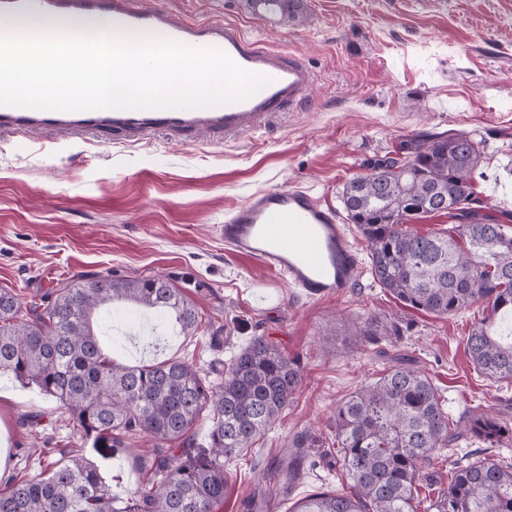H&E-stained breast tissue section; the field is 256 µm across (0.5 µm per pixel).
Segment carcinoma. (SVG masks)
Instances as JSON below:
<instances>
[{"mask_svg":"<svg viewBox=\"0 0 512 512\" xmlns=\"http://www.w3.org/2000/svg\"><path fill=\"white\" fill-rule=\"evenodd\" d=\"M302 0H251L256 11L303 21ZM477 144L461 132L426 133L395 155L346 182L340 194L347 219L367 243L373 280L404 306L436 316L481 303L489 315L464 338L474 368L512 381V233L475 207L472 175ZM464 219L430 234L408 228L432 214ZM137 304L172 317L185 336L204 324L194 303L163 276L129 279L82 275L62 288L22 302L0 289V373L34 384L69 413L94 453L114 456L143 435L178 453L148 463L152 483L120 498L86 449L41 457L43 475L0 490V512H214L224 502V463L251 449L288 408L303 380L300 359L254 336L220 370L180 359L130 366L109 355L95 316L109 305ZM353 345L377 342L374 321L355 326ZM450 425L429 376L400 363L336 407L339 461L349 491L312 493L290 512H418L422 465L470 440L490 447L512 443V425L490 411L464 413ZM209 442L194 443L201 418ZM313 443L302 437L278 463L272 492L253 495L246 512H265L286 497ZM423 512H512V465L478 457L457 465L448 487Z\"/></svg>","mask_w":512,"mask_h":512,"instance_id":"cac0c4a2","label":"carcinoma"}]
</instances>
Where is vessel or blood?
<instances>
[{
  "label": "vessel or blood",
  "mask_w": 512,
  "mask_h": 512,
  "mask_svg": "<svg viewBox=\"0 0 512 512\" xmlns=\"http://www.w3.org/2000/svg\"><path fill=\"white\" fill-rule=\"evenodd\" d=\"M23 9L107 15L133 35L161 33L189 47L220 50L270 82L240 103L216 108L33 112L0 106L1 138L38 128L82 141L109 135L136 142L158 133L189 138L201 131H220L234 139L266 129L275 113L305 101L315 84L302 54H284L249 41L232 23L176 21L162 9L140 6L138 0H0V15ZM219 235L228 249L257 261L310 298L341 296L363 273L334 209L305 188H273L251 197L225 218Z\"/></svg>",
  "instance_id": "1"
}]
</instances>
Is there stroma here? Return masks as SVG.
<instances>
[{"instance_id":"stroma-1","label":"stroma","mask_w":512,"mask_h":512,"mask_svg":"<svg viewBox=\"0 0 512 512\" xmlns=\"http://www.w3.org/2000/svg\"><path fill=\"white\" fill-rule=\"evenodd\" d=\"M181 20L238 24L249 40L303 53L316 82L305 106L273 118L262 132L225 141L158 136L130 144L90 139L55 147L21 135L0 140V289L28 301L80 274L161 275L183 288L210 333L166 336L159 344L130 336L149 314L118 311L102 332L129 365L178 358L196 367L223 366L247 338H268L298 356L304 381L294 402L246 456L226 466L228 493L218 512H242L253 489L307 436L310 466L274 512L318 490L344 492L333 415L337 405L396 362L424 369L452 415L496 411L512 421V383L473 368L464 347L482 305L448 317L402 307L371 274L341 298L311 299L276 274L226 249L217 234L226 214L252 195L300 186L332 206L371 161L394 154L424 132L456 130L482 154L474 191L493 222L512 231V0H304L296 25L256 13L249 0H143ZM378 318L379 340L360 349L348 329ZM332 336L335 346L322 347ZM44 417L37 430L20 414ZM60 402L13 376L0 375V486L38 478L40 452L84 447ZM155 442L137 439L129 452L97 465L123 497L142 483L140 458ZM512 464L511 448L451 449L423 467L420 497L446 488L457 459L479 454Z\"/></svg>"}]
</instances>
